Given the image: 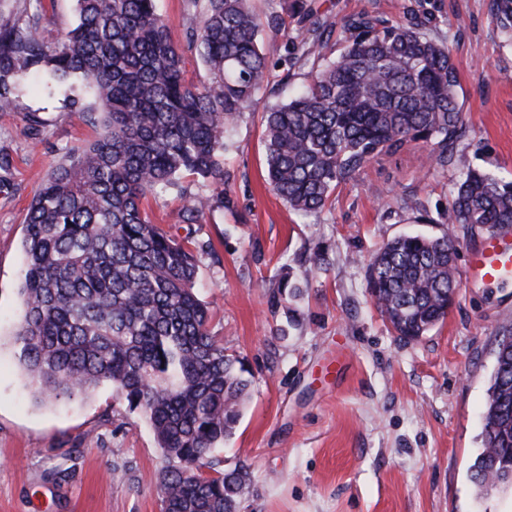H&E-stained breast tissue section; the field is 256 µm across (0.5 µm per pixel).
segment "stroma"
<instances>
[{"label":"stroma","mask_w":512,"mask_h":512,"mask_svg":"<svg viewBox=\"0 0 512 512\" xmlns=\"http://www.w3.org/2000/svg\"><path fill=\"white\" fill-rule=\"evenodd\" d=\"M304 2V16L285 14L284 0L253 2L258 13L286 19L261 35L270 83L237 119L224 158L232 205L181 224V209L203 191L192 178L184 194L148 203L164 231L211 243L196 254L199 293L212 308L208 330L255 376L219 453L252 473L240 512H512L511 490L479 500L470 480L497 340L512 331V286L461 282L447 317L406 342L366 280L371 254L388 240L447 233L439 216L463 168L512 174V43L490 0ZM363 9L419 19L450 45L467 123L463 156L442 168L411 144L341 185L322 211L298 214L266 183L263 114L305 81L287 46L320 24L337 45L344 19ZM454 16L461 24L448 28ZM68 94L26 78L0 120V512H162L163 460L146 419L107 384L83 400L35 403L11 343L22 314L27 206L68 150L97 135L73 118ZM406 199L419 210L404 209ZM283 276L300 296L274 299Z\"/></svg>","instance_id":"stroma-1"}]
</instances>
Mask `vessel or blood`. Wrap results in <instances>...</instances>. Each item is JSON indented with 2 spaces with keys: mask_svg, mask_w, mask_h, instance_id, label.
Instances as JSON below:
<instances>
[{
  "mask_svg": "<svg viewBox=\"0 0 512 512\" xmlns=\"http://www.w3.org/2000/svg\"><path fill=\"white\" fill-rule=\"evenodd\" d=\"M464 277L490 285L512 281V230L482 238L469 253Z\"/></svg>",
  "mask_w": 512,
  "mask_h": 512,
  "instance_id": "1",
  "label": "vessel or blood"
}]
</instances>
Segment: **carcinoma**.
I'll return each mask as SVG.
<instances>
[{
    "mask_svg": "<svg viewBox=\"0 0 512 512\" xmlns=\"http://www.w3.org/2000/svg\"><path fill=\"white\" fill-rule=\"evenodd\" d=\"M75 2L73 26L54 45L36 6L0 22V117L14 112L20 77L45 74L56 83L82 79L94 107L74 97L70 111L100 127L28 205L18 360L38 402L109 384L145 417L163 458L164 512H239L251 472L242 463L220 467L214 453L241 420L252 374L210 335L196 257L152 222L145 201L182 191L191 176L216 193L194 197L180 223L198 224L231 203L222 162L228 130L269 83L259 34L284 20L256 13L250 0H204L181 45L154 0ZM491 10L512 41V0H491ZM324 33L316 27L294 46L308 67L302 89L264 112L268 184L297 213L324 208L339 185L412 142L443 168L459 155L465 129L451 50L421 23L362 11L344 21L329 56ZM188 51L205 80L185 77ZM441 223L453 232L398 236L367 264L372 299L407 341L448 314L458 288L455 232L512 227V179L467 170ZM470 472L482 497L512 487V332L495 350L482 449Z\"/></svg>",
    "mask_w": 512,
    "mask_h": 512,
    "instance_id": "cac0c4a2",
    "label": "carcinoma"
}]
</instances>
